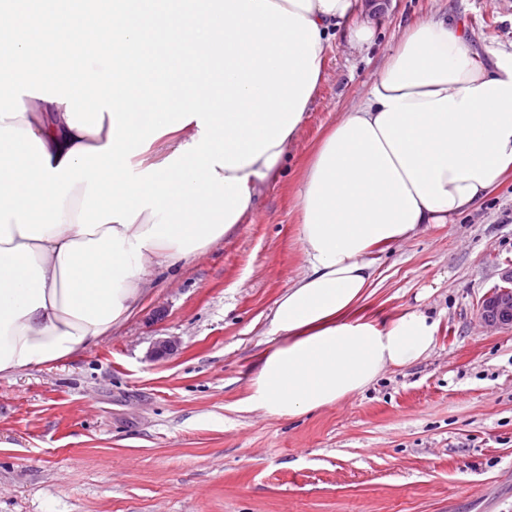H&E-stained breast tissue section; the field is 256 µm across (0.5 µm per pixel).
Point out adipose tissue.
I'll use <instances>...</instances> for the list:
<instances>
[{"label":"adipose tissue","mask_w":512,"mask_h":512,"mask_svg":"<svg viewBox=\"0 0 512 512\" xmlns=\"http://www.w3.org/2000/svg\"><path fill=\"white\" fill-rule=\"evenodd\" d=\"M356 0H111L94 7L126 51L86 78L108 96L74 109L63 71L10 51L35 86L0 114V375L99 344L150 277L232 234L281 170L330 41L367 50ZM512 171V53L479 63L447 15L405 27L336 122L297 194L305 270L276 303L245 406L295 418L362 392L435 345L423 310L362 311L371 254L449 224Z\"/></svg>","instance_id":"obj_1"}]
</instances>
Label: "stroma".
Returning <instances> with one entry per match:
<instances>
[{
    "label": "stroma",
    "instance_id": "obj_1",
    "mask_svg": "<svg viewBox=\"0 0 512 512\" xmlns=\"http://www.w3.org/2000/svg\"><path fill=\"white\" fill-rule=\"evenodd\" d=\"M369 57L343 38L256 213L177 271L101 343L0 375V512H512V328L479 318L512 267V174L452 224L374 252L369 310L439 321L425 359L293 419L249 412L267 318L304 270L301 173L396 46L448 14L473 54L512 52V10L488 0H359ZM177 351L156 362L153 342Z\"/></svg>",
    "mask_w": 512,
    "mask_h": 512
}]
</instances>
